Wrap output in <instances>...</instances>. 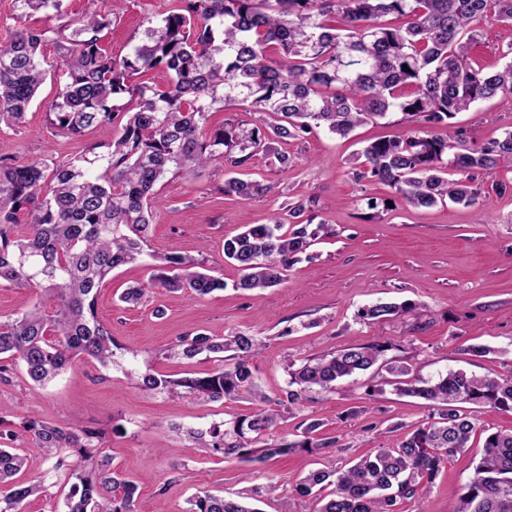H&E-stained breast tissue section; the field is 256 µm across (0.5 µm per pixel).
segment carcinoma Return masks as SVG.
Instances as JSON below:
<instances>
[{"mask_svg":"<svg viewBox=\"0 0 512 512\" xmlns=\"http://www.w3.org/2000/svg\"><path fill=\"white\" fill-rule=\"evenodd\" d=\"M176 2L161 19L144 20L143 39L126 56H115L103 45L112 21L98 14L82 16L66 32L18 31L0 45V127L22 122L49 73L42 46L50 40L62 50L60 68L66 76L49 112L56 134L74 139L92 126L122 123L120 137L103 154L90 148L50 165L0 157V282L39 288L50 301L0 320V360L21 364L35 390L77 358L112 364L117 344L96 315L98 291L113 270L143 255L159 203L155 186L172 171L198 175L220 161L226 176L217 191L250 200L273 190L239 177L257 153H267L281 171L294 164L293 156L273 143L320 128L346 137L393 113L421 129L367 144L357 153L351 175L357 183L369 179L395 189L407 206L450 201L473 207L483 192L474 174L512 167V130L482 145L460 127L446 138L433 132L452 127V119L478 101L512 95V43L503 51L506 62L495 71L473 65L470 58L481 23L512 24V0ZM388 16L406 22L392 26ZM158 68L171 73L165 87L134 81ZM121 97L135 107L123 110L115 104ZM217 104L226 111L268 114L276 122L263 127L227 119L210 127L208 114ZM450 171L457 178H448ZM305 210L302 202L289 205L288 219L245 224L242 232L224 239L225 261L241 271L235 288L281 285L312 242L329 234V226L312 225ZM22 212L26 224L19 234L15 227ZM153 260L148 283L126 289L122 302L136 304L154 288L194 299L225 287L194 257L170 251ZM414 310L408 304L378 303L359 317L381 322ZM263 347L261 339L243 333L187 335L171 352L185 358L203 354L216 362L213 369L177 379L146 371L130 379L140 391L199 402L249 397L251 413L188 431L195 447L205 452L253 461L334 446V440L315 439V420L296 438H266L280 413L269 407L256 383L252 360ZM388 350L385 343L354 346L288 369L278 400L284 406L299 407L313 389L333 392L338 380L376 366L386 376L369 386L370 393L381 394L388 385L431 408L430 421L408 431L396 447L381 448L343 470L309 471L296 488L299 495L335 486L316 512H394L397 501L414 498L448 457L467 447L477 419L459 405L512 412V376L452 370L435 381L410 379L409 366L385 358ZM22 428L20 434L0 430V484L26 464V456L6 446L20 437L46 454L77 452L74 463L56 461L70 483L64 512H135L136 486L111 468L109 455L100 454L101 433L78 434L36 418ZM43 493L40 484H20L0 512H21L26 499ZM252 498L250 489L236 498L206 493L194 497L189 512H258L250 506ZM448 512H512V430L485 437L474 476Z\"/></svg>","mask_w":512,"mask_h":512,"instance_id":"obj_1","label":"carcinoma"}]
</instances>
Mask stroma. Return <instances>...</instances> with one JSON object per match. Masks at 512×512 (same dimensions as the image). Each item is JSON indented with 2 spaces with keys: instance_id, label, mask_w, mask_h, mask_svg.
I'll list each match as a JSON object with an SVG mask.
<instances>
[{
  "instance_id": "1",
  "label": "stroma",
  "mask_w": 512,
  "mask_h": 512,
  "mask_svg": "<svg viewBox=\"0 0 512 512\" xmlns=\"http://www.w3.org/2000/svg\"><path fill=\"white\" fill-rule=\"evenodd\" d=\"M174 0H63L61 12L19 8L16 0H0V44L19 30L55 28L87 13L108 16L112 25L104 44L123 55L142 38L144 18H161ZM512 43V25L481 24L471 50L474 65L502 66L501 49ZM43 53L53 70L15 128L0 130V156L22 160H61L91 145L108 146L121 128L101 124L72 140L50 125L49 106L64 87L58 68L60 50L48 42ZM456 126L477 142L512 129V97L497 96L457 114ZM409 123L379 121L340 138L325 131L283 143L296 164L288 172L257 154L245 167L248 178L273 184L271 193L243 201L216 192L225 171L213 163L201 176L169 174L155 187L162 204L153 216L152 236L141 259L113 271L99 290L97 314L118 344L117 363L102 367L88 359L71 367L44 388L28 385L22 366L11 367L0 381V408L5 426L19 427L35 417L64 428L102 431V448L112 466L137 487L136 512H188L202 492L236 496L247 487L276 493L263 496L260 512H313L316 503L298 496L299 481L316 468L337 469L350 461L391 448L409 429L428 420L422 400L385 389L369 395V374L337 383L333 392H311L300 409L282 413L276 436L300 433L304 422L319 421L316 436L332 447L298 451L266 462H244L207 456L194 448L186 432L251 411L249 400L201 403L189 398L137 391L127 369L151 370L173 378L213 368L197 356L167 355L180 337L204 332L215 337L244 332L262 338L265 347L255 359L258 384L277 400L288 375L287 365L349 346L389 343L386 356L434 378L461 369L479 376L512 375V192L497 194L493 186L511 182L512 169L478 175L486 190L481 208L457 204L409 208L397 202L389 187L354 182L351 159L360 142L385 135H403ZM387 202L375 214L369 200ZM307 203L328 235L315 241L293 265L287 282L257 292L237 290L240 272L225 262V238L245 224H265L287 204ZM178 251L203 257L223 278L225 288L193 299L183 292L155 290L142 304L119 302L128 287L147 282L155 253ZM384 301L412 303L415 313L384 323H368L361 310ZM163 317H155V308ZM485 345L489 354L472 348ZM479 429L468 448L449 457L415 499L398 502L395 512H448L474 474L484 451L485 430L512 429V412L476 410ZM16 483H39L43 495L25 500L22 512H63V476L54 458L31 454Z\"/></svg>"
}]
</instances>
